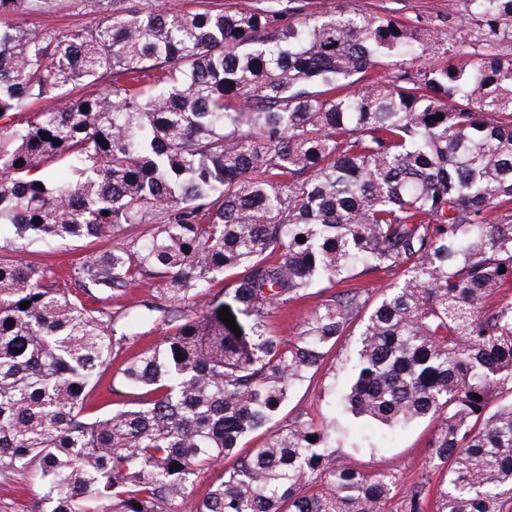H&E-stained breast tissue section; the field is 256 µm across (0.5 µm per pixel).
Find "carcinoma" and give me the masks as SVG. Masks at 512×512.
Instances as JSON below:
<instances>
[{"label":"carcinoma","instance_id":"obj_1","mask_svg":"<svg viewBox=\"0 0 512 512\" xmlns=\"http://www.w3.org/2000/svg\"><path fill=\"white\" fill-rule=\"evenodd\" d=\"M117 2L93 0V27L0 24V239L147 226L70 279L90 296L152 282L135 307L168 330L118 368L131 398L88 415L138 333L0 260V479L36 478L25 512H386L394 473L334 456L363 439L303 412L268 427L356 325L342 417L438 423L441 479L404 512H512V0H466L459 37L296 0ZM388 273L372 307L369 288L334 292L279 336L276 310L317 285ZM121 359L115 360L112 362V370L106 372L98 387L93 391L90 396L88 409L89 412H93L95 414L99 413H107L112 410V407L115 408V403H121L118 401H122L125 398L121 396H116L112 394V385H113V377L118 367L120 366ZM113 405V406H112Z\"/></svg>","mask_w":512,"mask_h":512}]
</instances>
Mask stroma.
Segmentation results:
<instances>
[{
	"mask_svg": "<svg viewBox=\"0 0 512 512\" xmlns=\"http://www.w3.org/2000/svg\"><path fill=\"white\" fill-rule=\"evenodd\" d=\"M304 5L306 12L317 15L338 10L367 16L389 13L407 24L423 17L441 28L455 25L466 7L465 0H304ZM100 19L97 9L81 4L80 0H53L50 7L40 11L6 16L7 22L41 31L93 26ZM112 245L113 240L109 238H75L52 250L31 247L27 258L56 273L77 264L85 253L101 252ZM353 349V339L341 340L328 353L322 369L296 387L279 416L280 421H287L301 411L315 417L328 414L329 393L344 390L345 362ZM355 427L368 435L370 447L350 448L342 444L336 449V458L352 461L367 472L389 471L395 474L397 483L387 504L388 512H403L404 499L414 486L421 485L428 490L434 488L440 474L429 465L435 436L433 422L422 419L395 430H382L374 424L359 421Z\"/></svg>",
	"mask_w": 512,
	"mask_h": 512,
	"instance_id": "stroma-1",
	"label": "stroma"
}]
</instances>
